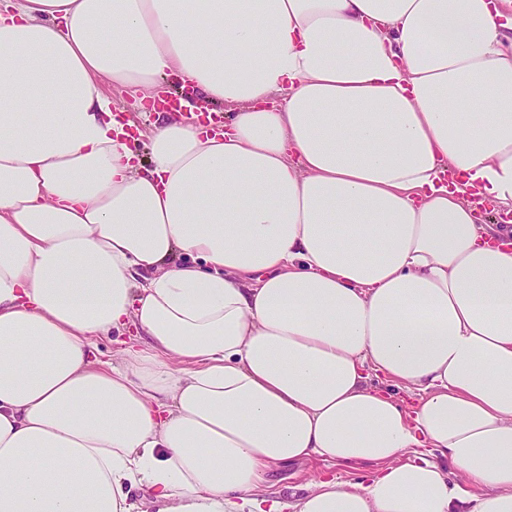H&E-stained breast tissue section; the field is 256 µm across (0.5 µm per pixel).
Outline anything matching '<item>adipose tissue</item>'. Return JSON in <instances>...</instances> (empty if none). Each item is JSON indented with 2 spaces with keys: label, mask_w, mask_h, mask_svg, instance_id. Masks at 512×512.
Segmentation results:
<instances>
[{
  "label": "adipose tissue",
  "mask_w": 512,
  "mask_h": 512,
  "mask_svg": "<svg viewBox=\"0 0 512 512\" xmlns=\"http://www.w3.org/2000/svg\"><path fill=\"white\" fill-rule=\"evenodd\" d=\"M510 3L0 0V512H512ZM110 97L113 102L112 107H117L124 110L123 115H130L136 121L137 125L144 129L150 125L152 121L156 118V112H144L143 109L139 106L137 101L133 99L125 90L114 89L112 91V87L110 90ZM146 114V116H141V114ZM149 114V115H147ZM146 117H148L146 119ZM376 469L377 466L370 463L336 465L328 468L322 460L312 459L270 467L263 476L261 487L266 493L275 494L288 503L295 504L305 494L303 488L321 471L326 470L343 482L364 483Z\"/></svg>",
  "instance_id": "adipose-tissue-1"
}]
</instances>
